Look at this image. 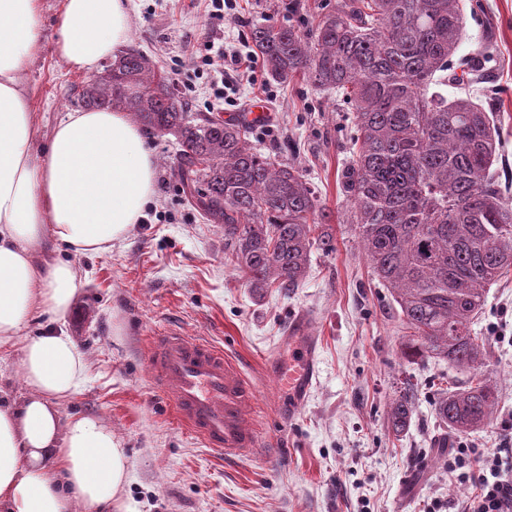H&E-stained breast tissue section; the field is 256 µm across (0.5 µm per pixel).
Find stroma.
Listing matches in <instances>:
<instances>
[{
  "label": "stroma",
  "instance_id": "35a3bbf8",
  "mask_svg": "<svg viewBox=\"0 0 512 512\" xmlns=\"http://www.w3.org/2000/svg\"><path fill=\"white\" fill-rule=\"evenodd\" d=\"M235 3L213 19L208 0H133L130 48L164 69L195 111H248L257 96L246 78H239L233 101H223L212 79L197 77L196 64L211 45L249 54L254 25L288 19L282 0ZM464 3L466 33L453 60L478 69L472 90L501 121L498 175L512 191V0ZM87 79L51 48L32 59L24 87L40 139L75 111L69 88ZM269 90V114L254 130L258 146L293 160L327 207L348 213L340 174L354 151L349 113L335 93L315 91L301 76L285 86L270 83ZM151 142L155 195L143 219L109 252L74 257L81 286L60 322L84 356L86 375L59 409L99 419L121 440L130 512H428L435 503L440 512H459L472 489L451 480L447 458L433 452L446 435L434 400L440 385L465 376L403 357L397 312L372 281L351 226L333 224L334 250L312 252L299 287L255 293L224 262L223 227L185 201L171 170L175 137ZM301 314L321 340L319 377L293 413L265 363L291 357L281 339ZM170 326L237 360L257 392L246 420L264 433L261 451L225 459L177 424L147 365L148 337ZM476 330L487 352L482 373L499 400L491 426L466 440L495 448L503 424L512 423V272L490 288ZM407 378L416 387L414 411L397 438L388 413Z\"/></svg>",
  "mask_w": 512,
  "mask_h": 512
}]
</instances>
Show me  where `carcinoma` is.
I'll return each instance as SVG.
<instances>
[{
	"label": "carcinoma",
	"mask_w": 512,
	"mask_h": 512,
	"mask_svg": "<svg viewBox=\"0 0 512 512\" xmlns=\"http://www.w3.org/2000/svg\"><path fill=\"white\" fill-rule=\"evenodd\" d=\"M465 25L461 0H336L311 24L250 33L269 79L301 75L341 93L353 112L357 151L340 177L348 223L406 330L403 356L473 373L435 401L454 435L491 424L498 391L476 374L486 350L473 325L488 288L512 269V198L493 169L498 115L469 93L450 99L441 90L477 78L453 66ZM70 98L176 137L183 193L208 223L224 226L225 259L254 292L299 287L313 249L334 250L331 211L300 169L258 149L249 123L190 111L140 51L117 56ZM413 402L408 382L391 408L394 434L409 427Z\"/></svg>",
	"instance_id": "obj_1"
}]
</instances>
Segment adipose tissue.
Returning a JSON list of instances; mask_svg holds the SVG:
<instances>
[{
    "label": "adipose tissue",
    "mask_w": 512,
    "mask_h": 512,
    "mask_svg": "<svg viewBox=\"0 0 512 512\" xmlns=\"http://www.w3.org/2000/svg\"><path fill=\"white\" fill-rule=\"evenodd\" d=\"M130 0H62L54 54L91 73L130 40ZM43 47L39 0H0V349L20 347L29 391L0 398V512H128V457L102 422L62 418L57 403L85 379L72 336L32 319L60 320L80 277L53 257L102 254L127 237L154 195L150 141L128 113L76 111L42 149L22 76Z\"/></svg>",
    "instance_id": "obj_1"
}]
</instances>
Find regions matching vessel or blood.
I'll use <instances>...</instances> for the list:
<instances>
[{
    "mask_svg": "<svg viewBox=\"0 0 512 512\" xmlns=\"http://www.w3.org/2000/svg\"><path fill=\"white\" fill-rule=\"evenodd\" d=\"M288 340L303 346V362L284 379L295 404L301 405L317 382L319 339L307 335L300 319L289 329ZM148 368L180 424L206 447L226 458L246 457L259 448L257 431L244 421L255 389L222 349L166 329L152 338Z\"/></svg>",
    "mask_w": 512,
    "mask_h": 512,
    "instance_id": "b4317fda",
    "label": "vessel or blood"
}]
</instances>
